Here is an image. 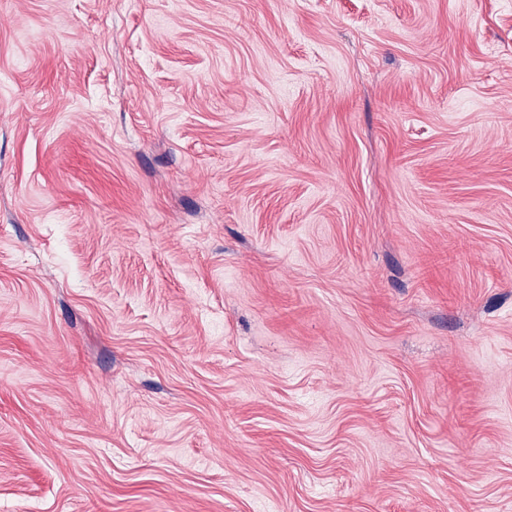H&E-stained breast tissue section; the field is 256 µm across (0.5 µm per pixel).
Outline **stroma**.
<instances>
[{
	"label": "stroma",
	"instance_id": "35a3bbf8",
	"mask_svg": "<svg viewBox=\"0 0 512 512\" xmlns=\"http://www.w3.org/2000/svg\"><path fill=\"white\" fill-rule=\"evenodd\" d=\"M0 512H512V5L0 0Z\"/></svg>",
	"mask_w": 512,
	"mask_h": 512
}]
</instances>
